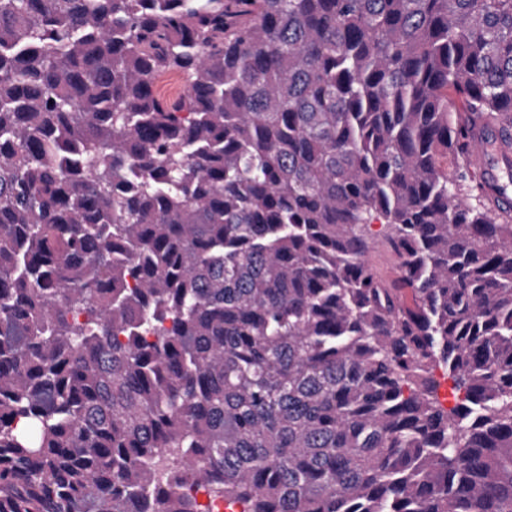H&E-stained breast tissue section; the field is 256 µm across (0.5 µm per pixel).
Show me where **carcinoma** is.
I'll return each mask as SVG.
<instances>
[{"label":"carcinoma","mask_w":512,"mask_h":512,"mask_svg":"<svg viewBox=\"0 0 512 512\" xmlns=\"http://www.w3.org/2000/svg\"><path fill=\"white\" fill-rule=\"evenodd\" d=\"M473 129L512 0H0V512H512Z\"/></svg>","instance_id":"1"}]
</instances>
